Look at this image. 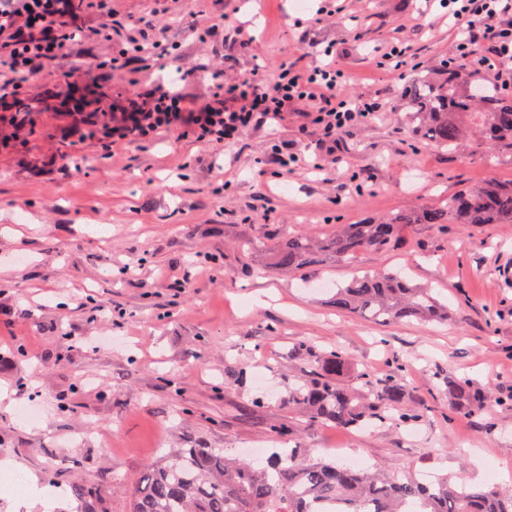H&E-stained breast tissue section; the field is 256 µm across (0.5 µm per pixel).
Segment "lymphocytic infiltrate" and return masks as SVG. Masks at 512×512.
Here are the masks:
<instances>
[{
    "label": "lymphocytic infiltrate",
    "instance_id": "obj_1",
    "mask_svg": "<svg viewBox=\"0 0 512 512\" xmlns=\"http://www.w3.org/2000/svg\"><path fill=\"white\" fill-rule=\"evenodd\" d=\"M111 0H0V95L25 96L30 79L52 75L63 84H79L82 71L69 68L71 45L80 36L97 32L117 43L110 59L113 69L125 70L133 57L153 53L162 58L154 89L145 95L127 93L128 108L113 113L110 123L96 129H76V143L93 138L105 150L139 146L159 134L178 130L183 136L223 147L249 128L277 129L289 106L306 102L322 137L332 149L337 132L357 119L383 111L381 102L343 96L342 69L332 61V47L321 50V62L303 66L281 62L275 72L257 67L245 76L229 78L223 71L202 67L211 83L208 96L191 97L171 79L182 72L179 55L150 37L132 18L110 8ZM460 38L449 63L465 59L484 68L490 81L512 91V0H439Z\"/></svg>",
    "mask_w": 512,
    "mask_h": 512
}]
</instances>
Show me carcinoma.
Instances as JSON below:
<instances>
[{"mask_svg":"<svg viewBox=\"0 0 512 512\" xmlns=\"http://www.w3.org/2000/svg\"><path fill=\"white\" fill-rule=\"evenodd\" d=\"M467 63L444 68L438 81L419 80L409 92L413 118L422 135L448 149L455 148L476 124L490 139L512 145V95L480 82L467 85ZM408 224H512V181H487L445 198L435 207L400 213L360 224H342L320 239L304 234L276 246L262 241L243 244L247 254L263 256L271 268L298 272L326 259L344 260L358 253L387 251L397 246ZM336 310L375 323L404 320L448 321V305L427 288L398 273L354 275L330 291ZM352 363L341 350L320 359L312 377L288 390V405L306 411L313 422L338 429L371 426L399 412V420L416 423L419 408L405 409L401 385L356 389L343 384ZM448 401L460 414L490 408L494 399L469 381L448 378ZM131 512H512V490L497 486L455 487L441 476L425 484L396 479L375 467L359 470L334 460L313 458L300 448L274 451L264 460H240L208 448H181L150 465L130 491Z\"/></svg>","mask_w":512,"mask_h":512,"instance_id":"carcinoma-1","label":"carcinoma"}]
</instances>
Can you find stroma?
<instances>
[{"instance_id":"stroma-1","label":"stroma","mask_w":512,"mask_h":512,"mask_svg":"<svg viewBox=\"0 0 512 512\" xmlns=\"http://www.w3.org/2000/svg\"><path fill=\"white\" fill-rule=\"evenodd\" d=\"M294 2L261 0L250 12L238 0H171L159 37L184 69L207 63L229 76L286 59L313 65L317 49L334 45L343 93L384 110L326 153L315 130H302L301 106L289 107L279 138L319 169L278 173L264 127L221 148L168 132L111 153L89 140L79 150L88 164L53 165L75 121L56 107L63 85L49 80L32 88L44 98L34 124L0 144V466L55 490V512H130L133 482L178 448L247 455L292 445L397 478L512 486V224H416L399 249L296 273L259 270L241 252L254 237H319L512 180V147L476 132L450 151L411 118L407 86L442 73L458 38L440 11L422 0H340L341 13L315 23L316 0ZM219 11L254 19L249 48L227 30L203 42L189 34L196 16ZM389 40L411 55L396 72L371 63ZM397 269L447 304L448 324L377 325L308 288ZM336 349L354 364L347 384H400L405 407L424 408L425 420L391 417L350 433L289 406V387ZM452 377L499 405L450 415ZM31 405L38 418L22 420Z\"/></svg>"}]
</instances>
